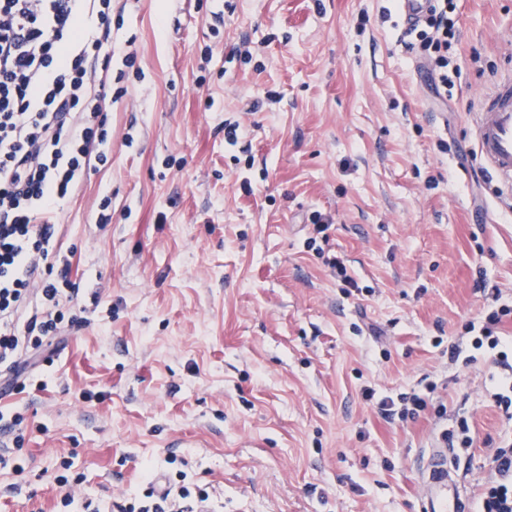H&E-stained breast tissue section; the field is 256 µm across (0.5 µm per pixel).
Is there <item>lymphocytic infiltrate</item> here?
Here are the masks:
<instances>
[{"instance_id":"f902f5d3","label":"lymphocytic infiltrate","mask_w":512,"mask_h":512,"mask_svg":"<svg viewBox=\"0 0 512 512\" xmlns=\"http://www.w3.org/2000/svg\"><path fill=\"white\" fill-rule=\"evenodd\" d=\"M409 49L447 84L448 0L405 31ZM112 0H0V369L20 376L29 359L85 312L69 260L51 263L61 200L92 168L107 165L112 130ZM491 312L476 348L496 351L492 399L512 410V339ZM210 497L184 485L149 482L126 512H200ZM476 512H512V448L496 451Z\"/></svg>"}]
</instances>
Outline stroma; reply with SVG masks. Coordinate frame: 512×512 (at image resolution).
I'll use <instances>...</instances> for the list:
<instances>
[{
	"label": "stroma",
	"instance_id": "stroma-1",
	"mask_svg": "<svg viewBox=\"0 0 512 512\" xmlns=\"http://www.w3.org/2000/svg\"><path fill=\"white\" fill-rule=\"evenodd\" d=\"M448 16L439 97L398 0H116L110 162L52 243L99 305L0 398L23 417L0 512H60L69 487L121 512L148 469L215 512H426L435 463L475 504L512 439L466 344L512 306V212L472 137L512 72V0ZM370 387L426 405L388 419ZM461 416L472 447H443Z\"/></svg>",
	"mask_w": 512,
	"mask_h": 512
}]
</instances>
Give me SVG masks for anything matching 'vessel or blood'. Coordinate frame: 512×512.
<instances>
[{"label": "vessel or blood", "mask_w": 512, "mask_h": 512, "mask_svg": "<svg viewBox=\"0 0 512 512\" xmlns=\"http://www.w3.org/2000/svg\"><path fill=\"white\" fill-rule=\"evenodd\" d=\"M473 131L483 168L512 193V74L482 96L474 114ZM442 479L440 472L430 475L433 490L427 495L428 512H465L461 498L435 492V485Z\"/></svg>", "instance_id": "1"}]
</instances>
